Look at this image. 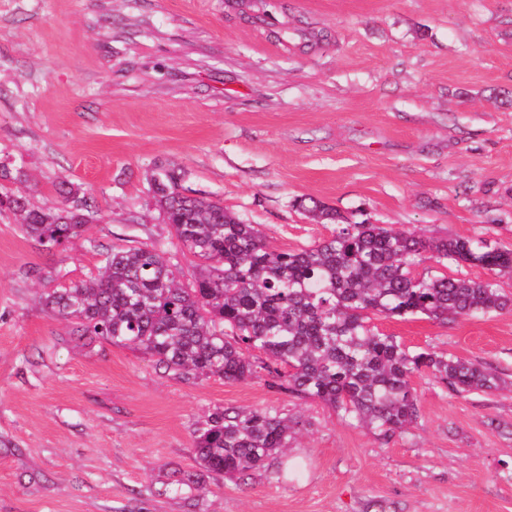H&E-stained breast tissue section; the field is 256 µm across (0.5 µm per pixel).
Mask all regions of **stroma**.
Segmentation results:
<instances>
[{
    "label": "stroma",
    "mask_w": 512,
    "mask_h": 512,
    "mask_svg": "<svg viewBox=\"0 0 512 512\" xmlns=\"http://www.w3.org/2000/svg\"><path fill=\"white\" fill-rule=\"evenodd\" d=\"M167 163L282 250L332 234L309 197L512 246V0H0V194L51 208L66 182L98 210L53 252L0 212V512H512L511 392L414 377L421 418L385 442L259 379L73 339L42 289L175 248L150 185ZM371 323L512 378V312ZM224 407L305 427L244 485L197 460Z\"/></svg>",
    "instance_id": "35a3bbf8"
}]
</instances>
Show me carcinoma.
I'll list each match as a JSON object with an SVG mask.
<instances>
[{"label": "carcinoma", "instance_id": "obj_1", "mask_svg": "<svg viewBox=\"0 0 512 512\" xmlns=\"http://www.w3.org/2000/svg\"><path fill=\"white\" fill-rule=\"evenodd\" d=\"M182 173L152 176L156 205L181 252L198 260L190 284L162 243L112 251L97 276L43 293L70 335L141 350L184 381L266 379L321 402L388 441L421 418L412 379L426 373L457 395L496 390L501 380L480 361L431 349L411 351L375 330L370 316L448 318L512 311L501 279L512 278V248L486 239L423 238L381 224L350 223L337 210L298 207L332 235L297 250L272 247L218 200L181 191ZM59 204L29 206L0 195L26 234L51 250L80 237L96 211L65 185ZM477 265L490 277H419L413 266ZM303 422L274 408H217L194 431L201 467L245 481L284 452Z\"/></svg>", "mask_w": 512, "mask_h": 512}]
</instances>
